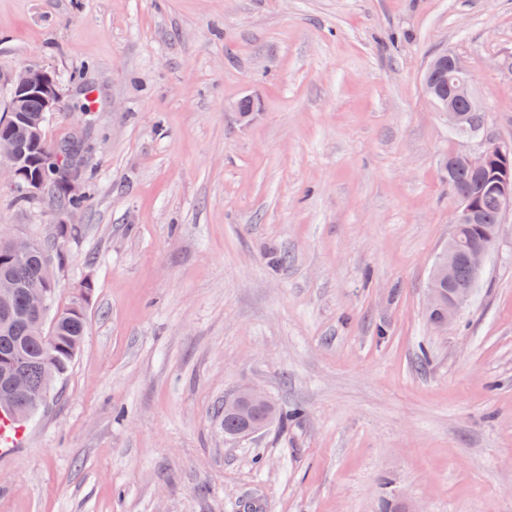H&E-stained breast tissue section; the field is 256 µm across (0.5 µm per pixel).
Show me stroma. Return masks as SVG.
<instances>
[{
    "label": "stroma",
    "instance_id": "obj_1",
    "mask_svg": "<svg viewBox=\"0 0 512 512\" xmlns=\"http://www.w3.org/2000/svg\"><path fill=\"white\" fill-rule=\"evenodd\" d=\"M445 50L512 143V0H0V110L58 75L87 198L0 183V227L59 244L57 306L94 285L0 512H512V212L454 327L425 309ZM246 386L300 417L225 438Z\"/></svg>",
    "mask_w": 512,
    "mask_h": 512
}]
</instances>
